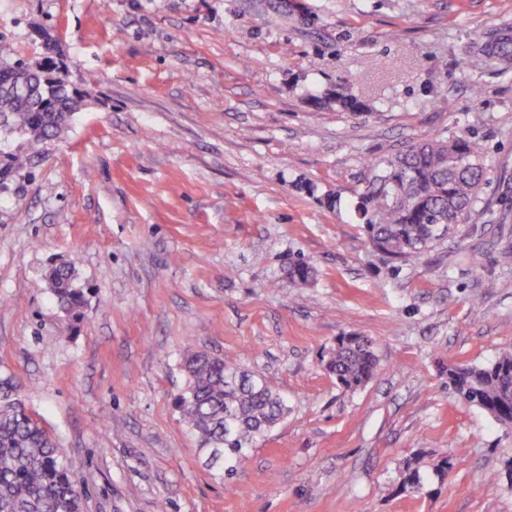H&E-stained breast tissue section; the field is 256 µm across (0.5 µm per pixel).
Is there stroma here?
I'll use <instances>...</instances> for the list:
<instances>
[{"label": "stroma", "mask_w": 512, "mask_h": 512, "mask_svg": "<svg viewBox=\"0 0 512 512\" xmlns=\"http://www.w3.org/2000/svg\"><path fill=\"white\" fill-rule=\"evenodd\" d=\"M501 31L512 0H0V45L51 36L84 96L0 187V375L84 512H512V426L447 384L512 350V68L477 50ZM336 88L362 109L319 107ZM462 135L478 214L391 262L354 210L366 160ZM69 264L76 313L47 279ZM355 335L379 366L346 390L326 365ZM190 350L288 402L228 481L173 403Z\"/></svg>", "instance_id": "35a3bbf8"}]
</instances>
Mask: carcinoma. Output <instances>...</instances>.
<instances>
[{
	"mask_svg": "<svg viewBox=\"0 0 512 512\" xmlns=\"http://www.w3.org/2000/svg\"><path fill=\"white\" fill-rule=\"evenodd\" d=\"M486 62L512 61V39L493 37ZM66 67L45 56L34 68L23 58L0 61V132L23 138L26 148L0 167V185L28 166L30 150L60 136L82 105V94L65 78ZM370 178L356 210L371 245L393 262L427 251L480 203L486 177L481 145L466 136L423 140L391 158L367 163ZM75 267L56 268L51 283L67 310L82 304L73 285ZM376 344L367 336L339 340L329 375L353 389L377 370ZM187 385L175 398L183 422L222 476L233 477L251 448L288 414L285 398L267 381L204 351L184 361ZM448 388L504 425L512 424V351L485 365L448 364ZM84 490L72 479L56 440L27 411L22 385L0 378V512H83Z\"/></svg>",
	"mask_w": 512,
	"mask_h": 512,
	"instance_id": "obj_1",
	"label": "carcinoma"
}]
</instances>
